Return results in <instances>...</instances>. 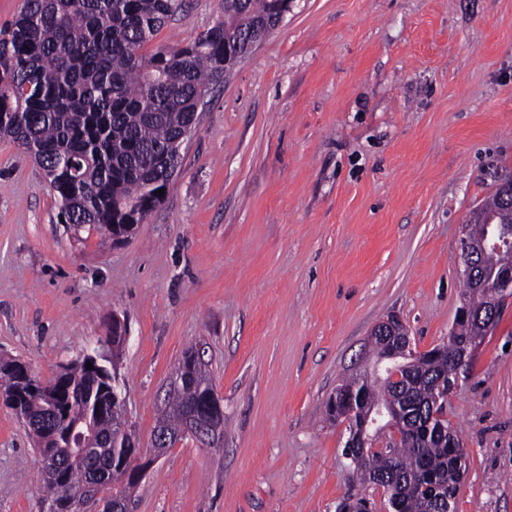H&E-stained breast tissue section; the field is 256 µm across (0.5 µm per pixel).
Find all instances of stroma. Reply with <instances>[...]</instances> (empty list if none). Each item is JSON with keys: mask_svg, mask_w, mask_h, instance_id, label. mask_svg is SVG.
<instances>
[{"mask_svg": "<svg viewBox=\"0 0 512 512\" xmlns=\"http://www.w3.org/2000/svg\"><path fill=\"white\" fill-rule=\"evenodd\" d=\"M223 16L224 0H184L151 45ZM509 176L512 0H295L210 90L124 242L62 223L42 170L0 139V358L47 381L116 354L147 455L182 353L203 345L223 437L155 459L130 512H336L360 487L326 399L387 314L417 350L447 341L461 226ZM445 416L469 455L456 512H512V305ZM40 470L0 404V512H43Z\"/></svg>", "mask_w": 512, "mask_h": 512, "instance_id": "stroma-1", "label": "stroma"}]
</instances>
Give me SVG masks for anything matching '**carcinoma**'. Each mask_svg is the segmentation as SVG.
Masks as SVG:
<instances>
[{
	"mask_svg": "<svg viewBox=\"0 0 512 512\" xmlns=\"http://www.w3.org/2000/svg\"><path fill=\"white\" fill-rule=\"evenodd\" d=\"M182 5L181 0H24L0 29V139L22 147L43 171L69 224L114 233L116 224H141L177 170L175 142L194 118L199 94L230 73L228 54L244 37L275 22L279 0H227L224 19L185 46L142 53ZM470 234L493 237L512 226L493 194ZM512 269V245L483 268L489 278ZM471 307L489 302L464 281ZM180 383L170 391L162 422L170 434L202 412L211 392L207 367L194 350L181 359ZM17 359H0V401L30 417L29 432L42 461L47 512H70L79 493H115L130 503L138 483L127 476L121 384L114 371L98 378L72 363L52 388L21 385ZM456 361L433 347L422 363L395 382L386 373H363L353 399L358 409L396 406L408 419L401 445L370 453L356 468L362 487L380 484L390 512H435L466 470L461 434L432 408L434 389L448 391ZM85 437L93 452L68 464L67 449Z\"/></svg>",
	"mask_w": 512,
	"mask_h": 512,
	"instance_id": "cac0c4a2",
	"label": "carcinoma"
}]
</instances>
